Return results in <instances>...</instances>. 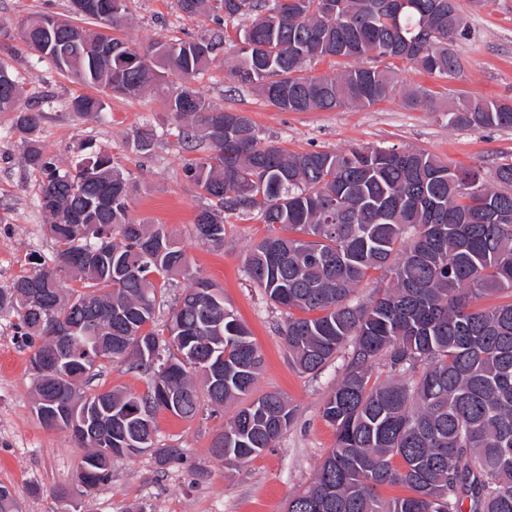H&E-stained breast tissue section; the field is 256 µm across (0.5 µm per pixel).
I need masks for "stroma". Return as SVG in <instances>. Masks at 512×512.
Wrapping results in <instances>:
<instances>
[{"instance_id":"stroma-1","label":"stroma","mask_w":512,"mask_h":512,"mask_svg":"<svg viewBox=\"0 0 512 512\" xmlns=\"http://www.w3.org/2000/svg\"><path fill=\"white\" fill-rule=\"evenodd\" d=\"M471 37L455 42L464 70L448 79L427 74L410 63L391 61L397 80L393 95L370 107L329 111L282 112L255 90L233 81L224 60L234 47L225 44L218 59L194 82L214 105L249 116L266 141L291 151H346L354 147H397L430 153L461 170L478 171L492 182L497 165L512 160V128L475 130L449 122L462 103L512 100V0H489L477 9L460 0ZM128 11L117 37L144 50L155 41L211 35L208 14L186 16L176 0H127ZM65 15L68 0H0V61L9 63L20 85V101L43 115L40 140L45 151L69 163L78 146L109 153L141 187L131 210L137 221L164 225L183 248L198 276L224 291V304L248 326L262 355L254 395L278 392L294 418L275 447L244 465H228L211 455V444L237 410L203 404L192 420L167 411L155 415L156 441L183 448L182 465L168 467L150 454L116 457L112 479L80 493L76 475L84 455L67 430L47 428L37 419L30 351L15 336L14 315L0 311V484L15 489L22 512H285L290 495L305 489L333 448L336 430L322 416L350 357L341 352L322 371L302 373L288 363L282 330L287 314L247 277L244 260L250 247L281 228L255 215H227L224 245H202L193 222L205 199L186 181L183 161L193 152L170 136L173 120L158 92L110 99L96 117L70 109L85 88L48 60L22 48H3L20 21L36 13ZM423 88L430 106L408 107L407 91ZM155 126L151 153L137 152L133 141L143 124ZM24 147L10 114L0 112V286L33 272L31 256L51 258L47 218L38 205L41 173L23 158ZM151 373L129 364H107L92 390L146 394Z\"/></svg>"}]
</instances>
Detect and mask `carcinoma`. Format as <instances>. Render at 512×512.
I'll use <instances>...</instances> for the list:
<instances>
[{"label":"carcinoma","mask_w":512,"mask_h":512,"mask_svg":"<svg viewBox=\"0 0 512 512\" xmlns=\"http://www.w3.org/2000/svg\"><path fill=\"white\" fill-rule=\"evenodd\" d=\"M406 2L400 9L397 0H334L330 16L322 0H177L187 16L209 12L235 28L242 47L226 61L231 76L282 112L381 102L395 89L393 72L381 66L390 59L460 75L462 59L449 43L470 39L471 30L457 0ZM126 9L86 13L99 24L88 35L106 46L101 51L76 39L70 19L50 13L21 20L16 39L31 51L49 41L68 45L44 58L100 90L72 98L78 115H99L103 94L135 97L168 83L178 90L166 99L177 140L209 149L182 167L207 201L195 218L199 242L224 246L226 212L256 213L288 231L263 238L245 258L252 282L288 313V358L314 373L347 347L351 357L322 409L336 429L334 448L308 489L288 499L287 512H512V302L474 307L478 298L512 292V162L496 167L493 189L421 151L293 152L268 144L252 119L214 106L193 85L225 43L222 30L131 53L112 35ZM321 57L353 65L334 76L306 74ZM19 98L1 62L0 112L12 113L25 162L42 174L38 204L55 246L49 261L34 258L33 273L0 287V310L15 312L14 329L32 352L34 411L54 403L78 422L87 408L107 419L94 440L74 435L88 449L76 476L84 489L111 479L114 457L149 451L161 466L178 465L183 449L156 444L141 415L165 410L188 419L203 398L219 407L249 396L260 351L164 225L131 218L139 192L131 175L83 146L74 162L59 164L39 140L41 114ZM450 120L512 128V105L462 104ZM155 136L139 131L134 148L151 152ZM104 243L99 259H85ZM375 273L386 286L366 304L349 300ZM178 276L189 286L159 324L158 280ZM55 323L73 336L60 360ZM382 356L400 378L372 380L370 367ZM128 357L153 370L149 394L88 391L100 369ZM292 419L284 397L261 395L225 424L211 454L246 464L274 447ZM393 485L407 494L382 497ZM0 512H19L5 485Z\"/></svg>","instance_id":"carcinoma-1"}]
</instances>
